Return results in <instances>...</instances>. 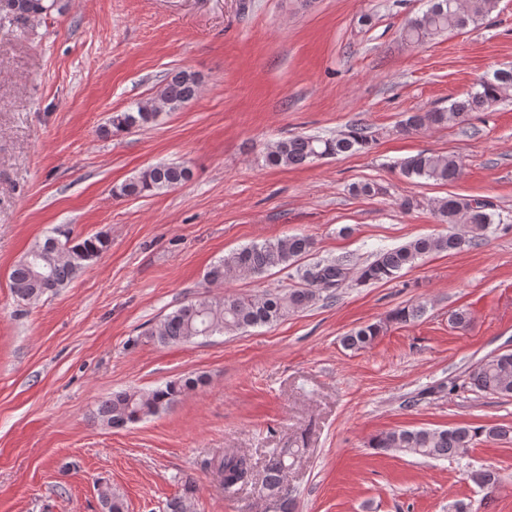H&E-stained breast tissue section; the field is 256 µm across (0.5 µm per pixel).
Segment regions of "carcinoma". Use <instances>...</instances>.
Here are the masks:
<instances>
[{"instance_id":"1","label":"carcinoma","mask_w":512,"mask_h":512,"mask_svg":"<svg viewBox=\"0 0 512 512\" xmlns=\"http://www.w3.org/2000/svg\"><path fill=\"white\" fill-rule=\"evenodd\" d=\"M63 9L62 0H0V13L16 20L35 21L52 11ZM494 9L493 0H429L428 8L412 18L404 32L413 44L443 35L469 23L482 20ZM512 88V70L499 69L492 76L482 78L475 89L446 108L414 112L400 124L405 134L432 126L460 124L472 112H481L498 102L505 89ZM200 92V79L187 69L168 74L156 97L140 102L120 112L112 113L109 124L114 132L145 127L163 112H176L194 100ZM372 137L363 128L352 126L340 135H296L276 142L266 153V164L274 167L301 166L315 159L366 151ZM462 165L454 155L421 152L404 160L401 173L409 179L450 183L459 178ZM192 177L191 170L174 162H160L122 183L116 194L121 197H140L176 188ZM436 212L444 224H464L469 231H485L496 218L491 204L477 199L450 195L436 203ZM472 242V238L458 233L438 237H419L403 245L377 252L374 259L356 271V281L373 284L389 281L418 259L433 252H454ZM104 235L78 240L60 241L47 236L35 243L14 265L11 288L17 300L33 302L42 296L66 287L87 269L108 248ZM315 241L302 234H288L272 242L251 244L225 254L206 272L211 286H222L229 279L258 278L274 269L295 267L296 285L285 292H266L260 296H241L233 292L213 295L203 292L182 303L165 315L151 338L162 346L191 343L199 338L222 336L258 325H271L310 306L323 293L342 286L350 278V260L345 257L302 264L300 260L314 251ZM424 307L412 304L395 310L389 320L407 323L421 317ZM382 332V325L371 323L343 336L342 344L350 350L370 346ZM202 375L189 376L149 392L118 390L101 400L92 413V419L110 427L124 428L149 416H154L177 402L185 392L204 384ZM472 391L501 398L512 397V351L499 353L475 366L468 375ZM509 440L512 427L494 425L474 427L461 425L447 429H398L382 432L370 441V447L385 452H398L434 460L461 458L468 454L480 438ZM297 448H277L264 468L262 489L271 501L273 512H294V500L286 484L290 459ZM221 477L224 493L231 496L238 485L251 474L250 459L238 452L226 451L210 461ZM469 480L484 497H489L500 484L499 474L489 468L469 472ZM194 487L184 483V495L169 500L166 512H194Z\"/></svg>"}]
</instances>
